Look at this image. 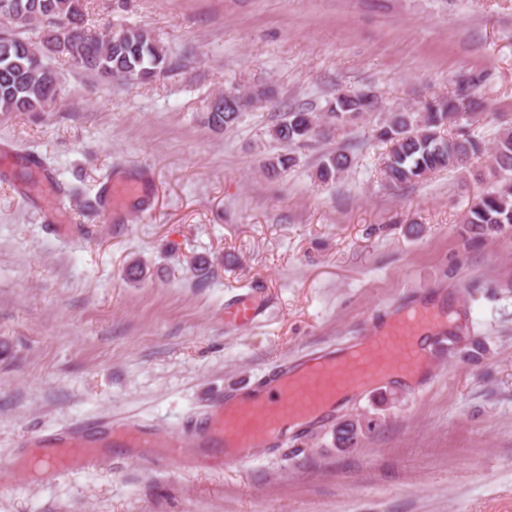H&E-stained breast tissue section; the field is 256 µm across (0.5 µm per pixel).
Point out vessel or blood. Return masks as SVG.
<instances>
[{"label":"vessel or blood","instance_id":"1","mask_svg":"<svg viewBox=\"0 0 512 512\" xmlns=\"http://www.w3.org/2000/svg\"><path fill=\"white\" fill-rule=\"evenodd\" d=\"M262 307L259 298H243L225 308L224 319L248 326L258 320ZM445 320L444 311L429 303L404 308L341 349L312 347L262 384L219 398L205 412L199 427H186L158 440L132 430L128 444L180 448L189 439L206 448L223 449L225 462L242 461L254 449L285 441L303 427L327 421L348 396L430 371L435 361L430 340ZM75 457L87 461L95 457L85 436H67L50 464L64 471Z\"/></svg>","mask_w":512,"mask_h":512}]
</instances>
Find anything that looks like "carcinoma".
<instances>
[{"instance_id":"obj_1","label":"carcinoma","mask_w":512,"mask_h":512,"mask_svg":"<svg viewBox=\"0 0 512 512\" xmlns=\"http://www.w3.org/2000/svg\"><path fill=\"white\" fill-rule=\"evenodd\" d=\"M73 0H0V112H37L53 102L56 91L47 90L39 66L32 65L23 30L35 23L50 28L70 45L67 56L101 80L146 82L168 67L166 51L141 29H120L110 38L97 37L82 25V14L71 10ZM485 75L473 74L454 91L421 103L416 110L391 113L376 129L386 145L383 174L393 186L418 181L432 173L450 170L486 154L484 140L471 133L477 121L474 94ZM236 109L209 112L212 125L229 128L246 103ZM383 110L382 100L371 89L336 94L325 112L305 104L288 107L274 126L273 136L289 145L305 143L345 126L363 114ZM350 164L338 152L320 164V181L340 177ZM463 237L472 243L512 237V130L493 143L490 187L470 207L464 218Z\"/></svg>"}]
</instances>
